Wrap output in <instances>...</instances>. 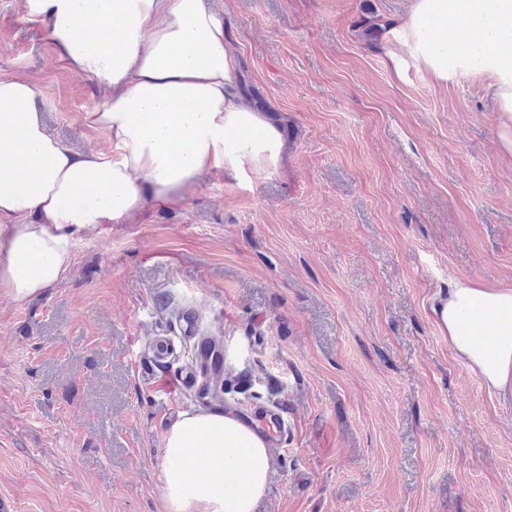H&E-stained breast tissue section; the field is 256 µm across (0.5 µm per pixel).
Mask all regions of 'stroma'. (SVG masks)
Listing matches in <instances>:
<instances>
[{
    "mask_svg": "<svg viewBox=\"0 0 512 512\" xmlns=\"http://www.w3.org/2000/svg\"><path fill=\"white\" fill-rule=\"evenodd\" d=\"M239 81L279 123L278 171L200 176L184 204L82 231L67 278L0 289V500L13 512H163L166 428L191 395L179 329L220 337L241 388L288 424L256 512H512V396L430 315L456 281L512 288V164L484 78L395 77L381 48L412 0H206ZM0 76L49 133L86 127L72 71L26 0H0Z\"/></svg>",
    "mask_w": 512,
    "mask_h": 512,
    "instance_id": "obj_1",
    "label": "stroma"
}]
</instances>
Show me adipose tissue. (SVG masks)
I'll return each mask as SVG.
<instances>
[{"instance_id":"ef3b65f1","label":"adipose tissue","mask_w":512,"mask_h":512,"mask_svg":"<svg viewBox=\"0 0 512 512\" xmlns=\"http://www.w3.org/2000/svg\"><path fill=\"white\" fill-rule=\"evenodd\" d=\"M26 4L70 67L97 81L103 102L84 121L111 147L71 150L47 132L33 86L0 77V288L13 302L65 278L83 229L185 202L211 170L242 183L278 170L282 130L245 102L225 23L202 0ZM501 39H512V0H413L383 46L398 76L408 59L439 82L453 70L487 79L497 144L512 162V54L496 51ZM433 311L485 385L511 393L512 288L458 281ZM271 465L265 439L236 411H183L164 436V512H254Z\"/></svg>"}]
</instances>
